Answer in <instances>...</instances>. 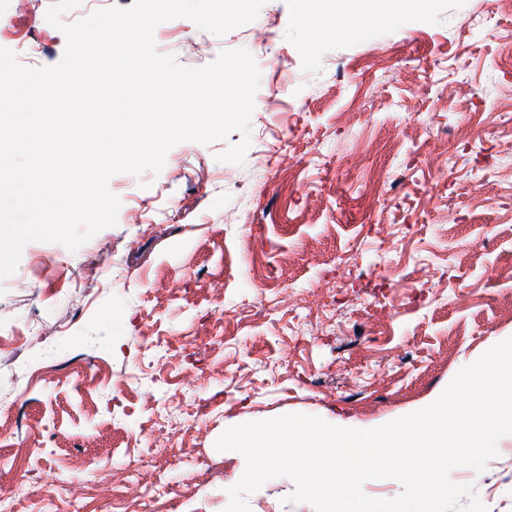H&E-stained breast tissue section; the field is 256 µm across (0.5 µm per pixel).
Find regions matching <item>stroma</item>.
<instances>
[{
	"mask_svg": "<svg viewBox=\"0 0 512 512\" xmlns=\"http://www.w3.org/2000/svg\"><path fill=\"white\" fill-rule=\"evenodd\" d=\"M0 0V47L58 64L62 25L133 0ZM271 40L175 18L185 67L224 50L281 60L240 133L171 148L160 173L108 181L116 225L78 250L42 241L0 279V512H224L246 463L225 428L308 414L361 428L405 415L512 336V13L496 0H405L396 20H305L267 0ZM143 207L142 222L130 211ZM480 248H470L473 240ZM112 470L100 485L85 460ZM472 484L512 512V438ZM268 483L250 512H314Z\"/></svg>",
	"mask_w": 512,
	"mask_h": 512,
	"instance_id": "1",
	"label": "stroma"
}]
</instances>
